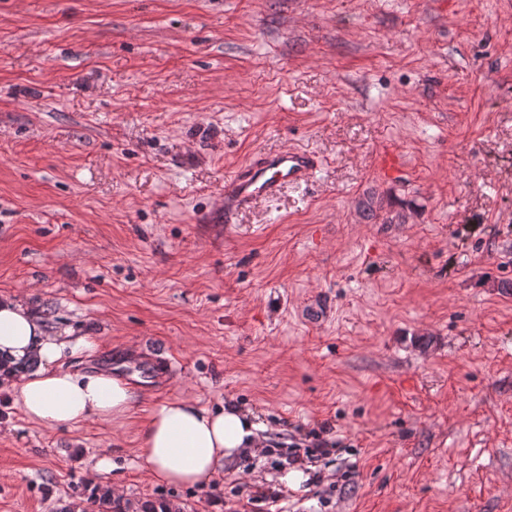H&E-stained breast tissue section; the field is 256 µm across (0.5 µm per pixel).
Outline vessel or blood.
Returning <instances> with one entry per match:
<instances>
[{"mask_svg":"<svg viewBox=\"0 0 512 512\" xmlns=\"http://www.w3.org/2000/svg\"><path fill=\"white\" fill-rule=\"evenodd\" d=\"M318 161L306 151L285 150L263 153L241 167L224 187V212L272 196L284 184L308 180Z\"/></svg>","mask_w":512,"mask_h":512,"instance_id":"1","label":"vessel or blood"}]
</instances>
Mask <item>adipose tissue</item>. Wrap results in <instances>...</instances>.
<instances>
[{"label": "adipose tissue", "instance_id": "1", "mask_svg": "<svg viewBox=\"0 0 512 512\" xmlns=\"http://www.w3.org/2000/svg\"><path fill=\"white\" fill-rule=\"evenodd\" d=\"M93 342L68 340L47 330L16 298L0 295V357L11 373L0 372V392L16 393L25 416L48 429L126 419L141 398L137 386L105 373L63 366L65 350H90ZM253 411L226 401L217 410L193 399L171 400L151 412L140 435L147 477L155 484L205 487L224 472L225 460L260 448Z\"/></svg>", "mask_w": 512, "mask_h": 512}]
</instances>
